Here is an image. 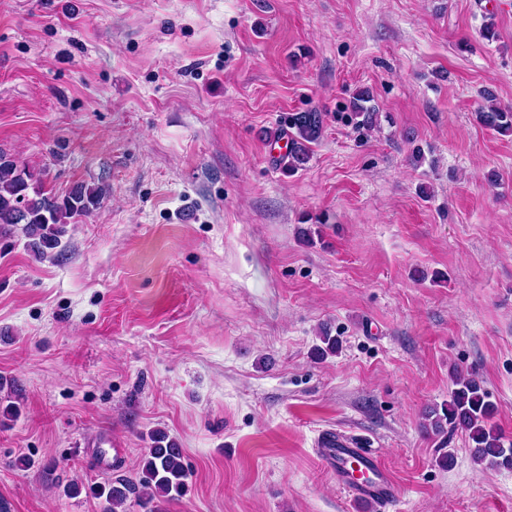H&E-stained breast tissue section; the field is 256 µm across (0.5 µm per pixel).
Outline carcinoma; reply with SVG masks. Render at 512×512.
<instances>
[{"instance_id": "1", "label": "carcinoma", "mask_w": 512, "mask_h": 512, "mask_svg": "<svg viewBox=\"0 0 512 512\" xmlns=\"http://www.w3.org/2000/svg\"><path fill=\"white\" fill-rule=\"evenodd\" d=\"M486 102L475 112L479 125L501 135L512 134V110L496 103V95L483 90ZM373 95L367 88L359 89L350 101L359 124L372 129L378 125L379 112L371 105ZM325 114L315 110L290 112L275 131L265 132L272 141L286 140L287 150L279 158L284 169L294 172L308 164L311 145L322 136ZM106 190L99 185L78 184L64 196H55L43 189L38 178L16 157L0 150V235H8L18 224L23 225L29 239L28 249L37 257L57 248L72 219L97 210ZM322 345L316 348L320 358L339 350L340 341L323 332ZM495 406L488 399L481 383L473 377L459 374L448 402L424 413L422 428L436 436H445L461 429L473 443L476 462L489 469H512V446L505 447L502 433L494 421ZM191 477L178 444L162 432L151 435L141 466L138 484L117 480L108 485L89 487L98 499H104L103 512H116L132 494L159 503L181 496Z\"/></svg>"}]
</instances>
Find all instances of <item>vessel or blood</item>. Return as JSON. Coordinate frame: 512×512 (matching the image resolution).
I'll return each mask as SVG.
<instances>
[{"mask_svg": "<svg viewBox=\"0 0 512 512\" xmlns=\"http://www.w3.org/2000/svg\"><path fill=\"white\" fill-rule=\"evenodd\" d=\"M320 459L351 501L382 508L393 507L397 487L378 454L353 437L341 433L326 434L319 448Z\"/></svg>", "mask_w": 512, "mask_h": 512, "instance_id": "obj_1", "label": "vessel or blood"}]
</instances>
